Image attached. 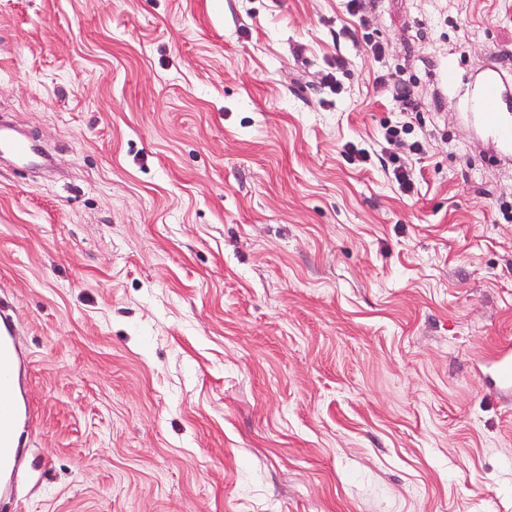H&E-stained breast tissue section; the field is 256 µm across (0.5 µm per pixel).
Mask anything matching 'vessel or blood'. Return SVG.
<instances>
[{"label":"vessel or blood","instance_id":"1","mask_svg":"<svg viewBox=\"0 0 512 512\" xmlns=\"http://www.w3.org/2000/svg\"><path fill=\"white\" fill-rule=\"evenodd\" d=\"M470 108L493 133L505 151L512 152V94L508 93L501 78L486 74L473 90ZM0 156L11 157L19 171L43 164L49 151L35 138L18 137L11 131L8 121L0 122ZM13 302L9 296L0 297V470L16 464L26 427L29 410L18 398L20 373L24 360L13 315Z\"/></svg>","mask_w":512,"mask_h":512}]
</instances>
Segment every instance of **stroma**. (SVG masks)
I'll return each mask as SVG.
<instances>
[{"mask_svg": "<svg viewBox=\"0 0 512 512\" xmlns=\"http://www.w3.org/2000/svg\"><path fill=\"white\" fill-rule=\"evenodd\" d=\"M492 69L512 0H0V113L59 168L0 164L35 412L0 512H512ZM389 78L392 81L395 96L403 105V111L411 112V114H413L412 112H420L422 104L413 87L408 86L398 78L397 73H391Z\"/></svg>", "mask_w": 512, "mask_h": 512, "instance_id": "35a3bbf8", "label": "stroma"}]
</instances>
